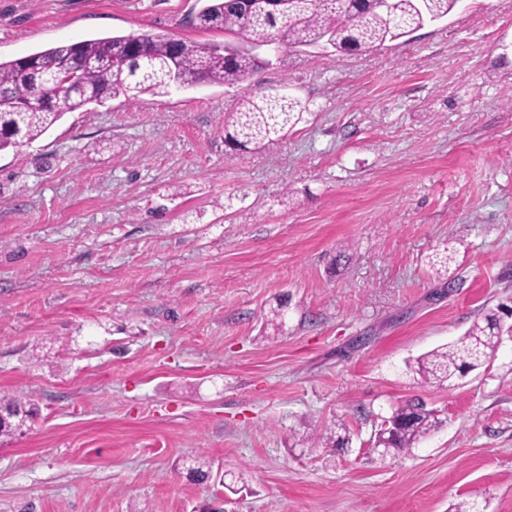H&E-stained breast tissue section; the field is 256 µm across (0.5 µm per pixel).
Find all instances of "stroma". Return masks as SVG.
Returning <instances> with one entry per match:
<instances>
[{"instance_id":"stroma-1","label":"stroma","mask_w":512,"mask_h":512,"mask_svg":"<svg viewBox=\"0 0 512 512\" xmlns=\"http://www.w3.org/2000/svg\"><path fill=\"white\" fill-rule=\"evenodd\" d=\"M200 0H0V61L138 34L223 43ZM246 83L117 98L0 151V512H512V343L410 360L512 298V0L372 50L281 47ZM282 90L311 115L235 153ZM284 326H268L274 310ZM442 425L371 449L410 399ZM343 422L344 448L315 445ZM247 492L188 480V457ZM307 111L306 104L287 93L249 97L232 114V132H226L225 142L244 151L250 145L262 147L278 143L286 130L304 120V114H311ZM509 302L511 305L512 298ZM510 305L500 302L485 307L464 336L419 357L414 367L422 381L450 390L466 372L481 367L501 346L505 317L509 318L512 310Z\"/></svg>"}]
</instances>
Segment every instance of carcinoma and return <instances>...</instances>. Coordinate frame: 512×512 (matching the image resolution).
Here are the masks:
<instances>
[{
    "instance_id": "1",
    "label": "carcinoma",
    "mask_w": 512,
    "mask_h": 512,
    "mask_svg": "<svg viewBox=\"0 0 512 512\" xmlns=\"http://www.w3.org/2000/svg\"><path fill=\"white\" fill-rule=\"evenodd\" d=\"M460 0H427L419 11L415 0H288L282 14L247 16L238 0H204L192 24L202 30L224 32L227 41L242 44L274 42L279 46H315L322 39L336 51H365L406 36L409 30L449 15ZM130 36H111L63 44L34 53L40 72L27 70L23 56L0 61V150L20 148L44 134L64 115L88 104H102L122 96L134 102L144 95L163 96L180 85L234 86L246 82L263 63L249 54L224 57L220 46L182 43L166 35H152L142 50L132 53ZM308 106L284 93L247 98L232 114V131L225 142L237 150L277 143L285 132L304 120ZM512 311L500 302L488 306L465 333L446 347L416 360L422 381L452 389L458 378L482 366L502 343L505 317ZM398 425L388 423L385 454L398 456L440 426L434 412L417 400L395 409ZM348 438L327 427L317 444L339 448Z\"/></svg>"
}]
</instances>
